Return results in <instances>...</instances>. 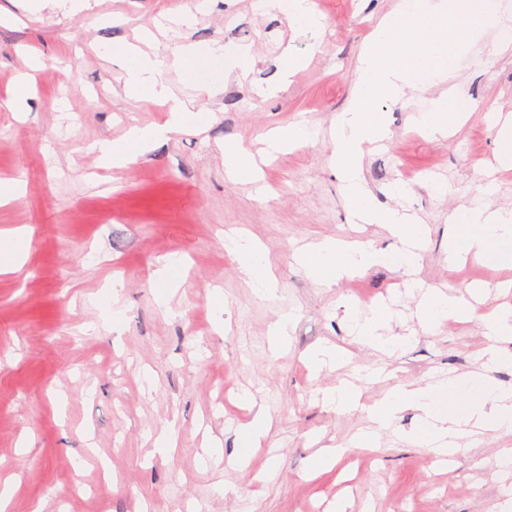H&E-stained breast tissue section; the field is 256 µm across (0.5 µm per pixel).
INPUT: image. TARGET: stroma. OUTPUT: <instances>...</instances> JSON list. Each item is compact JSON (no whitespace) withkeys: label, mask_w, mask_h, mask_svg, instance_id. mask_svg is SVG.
Wrapping results in <instances>:
<instances>
[{"label":"stroma","mask_w":512,"mask_h":512,"mask_svg":"<svg viewBox=\"0 0 512 512\" xmlns=\"http://www.w3.org/2000/svg\"><path fill=\"white\" fill-rule=\"evenodd\" d=\"M196 2L99 0L75 14L34 15L20 0H0V12L13 15L0 25V100L25 72L27 48L45 57L28 111L0 108V179L26 183L0 208V231L33 229L21 270L0 273V484L13 487L11 512H329L339 499L347 512H512V469L497 462L512 433L477 436L444 458L405 441L417 420L410 408L375 446L354 444L374 426L369 405L390 390L482 370L489 340L480 322L423 328L420 288L463 296L479 284L480 311L512 305V290L502 289L512 266L448 257L456 209L512 206V171L494 168L496 118L512 114V55H491L484 31L459 55L453 82L476 109L447 136L411 125L428 95L377 103L390 136L366 153L362 176L383 205L394 184L409 187L405 206L428 229L418 284L376 265L327 286L300 268L298 248L325 238L398 246L385 226L352 223L330 136L363 45L395 0H313L324 21L318 33L293 32L254 0H209L186 19ZM146 32L150 52L166 59L181 43L222 42L242 51L240 69L208 71L222 86L213 96L167 67L171 93L212 122L169 133L125 167H99L96 142L169 117L167 104L126 97V64L104 51ZM286 49L307 62L287 83L278 62ZM297 120L315 136L267 160L269 200L229 179L225 142L255 151L269 131ZM237 230L262 243L273 299L255 296L225 250V234ZM170 257L180 261L171 286L159 278ZM115 283L121 296L110 311L101 299ZM168 290L164 308L159 296ZM379 304L393 313L389 335L404 340L394 356L352 334L355 312ZM284 311L294 322L275 354L270 330ZM320 346L340 349L341 359L315 375L303 356ZM341 382L361 386L363 409L339 415L322 405L319 389ZM244 388L271 427L263 447L238 463L237 429L251 418L238 398ZM166 426L176 446L162 458L154 438ZM210 442L226 457L204 469L199 457ZM336 446L335 465L312 472L313 455Z\"/></svg>","instance_id":"1"}]
</instances>
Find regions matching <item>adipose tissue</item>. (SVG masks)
I'll list each match as a JSON object with an SVG mask.
<instances>
[{"label":"adipose tissue","instance_id":"ef3b65f1","mask_svg":"<svg viewBox=\"0 0 512 512\" xmlns=\"http://www.w3.org/2000/svg\"><path fill=\"white\" fill-rule=\"evenodd\" d=\"M262 7L278 10L292 30L315 32L322 27L312 0H263ZM108 52L122 57L127 64V97L143 103L170 98L163 79L167 65L182 69L193 79L218 62L223 64L225 72H233L238 59L236 53L217 41L204 49L192 43L179 45L169 62L131 43L109 46ZM170 100V118L164 125L135 126L123 140L98 143L95 150L100 166L112 168L130 164L151 151L158 141L176 128L186 124L197 127L209 124V114L193 110L179 99ZM474 109L470 99L451 88L435 94L430 110L415 115L413 126L432 137L460 126ZM225 245L236 254L241 272L248 277L256 293L263 297L274 295L275 277L262 248L240 235L227 236ZM448 246L455 258L472 255L497 265H511L512 207L453 212ZM470 295V301L465 302L454 294L429 290L420 302L421 318L429 329L439 327L451 318L460 322L480 320L490 340L484 351L485 372L454 376L434 385L400 386L370 407L379 429L387 428L404 409L418 410V423L407 434L406 440L439 456L460 452L463 439L478 434L512 432V385L503 384L494 376L496 369L512 367V353L504 348L505 343L512 342V308L482 314L476 307L477 300L481 298L480 289H471ZM391 320L390 310L381 305L374 308L369 316L354 319L353 332L366 346L394 350L400 345L399 339L383 334Z\"/></svg>","mask_w":512,"mask_h":512}]
</instances>
